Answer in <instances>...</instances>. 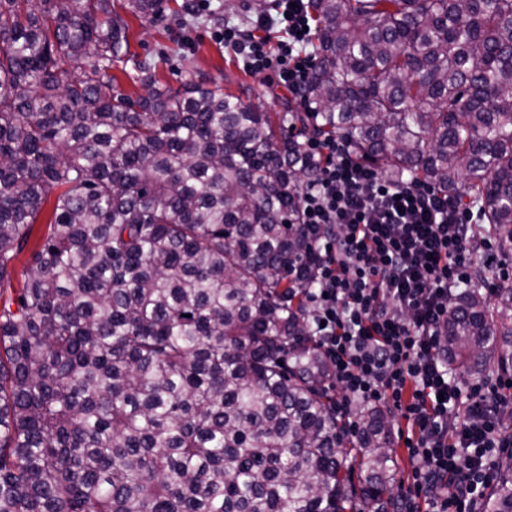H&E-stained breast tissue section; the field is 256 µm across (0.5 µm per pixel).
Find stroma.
I'll return each mask as SVG.
<instances>
[{"label": "stroma", "instance_id": "35a3bbf8", "mask_svg": "<svg viewBox=\"0 0 512 512\" xmlns=\"http://www.w3.org/2000/svg\"><path fill=\"white\" fill-rule=\"evenodd\" d=\"M233 2V7L220 14L210 9L192 15L184 8L186 0H164L162 15L151 25L127 16L131 50L153 60L158 78L172 86L204 78L236 95L250 89L259 95L264 111H282L289 94L271 73L246 69L241 57L211 37L215 23L228 21L247 27L256 20V13L247 9L248 0Z\"/></svg>", "mask_w": 512, "mask_h": 512}]
</instances>
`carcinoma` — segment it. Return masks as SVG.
Masks as SVG:
<instances>
[{"instance_id":"carcinoma-1","label":"carcinoma","mask_w":512,"mask_h":512,"mask_svg":"<svg viewBox=\"0 0 512 512\" xmlns=\"http://www.w3.org/2000/svg\"><path fill=\"white\" fill-rule=\"evenodd\" d=\"M308 8L313 133L468 199L511 254L512 0ZM127 30L112 0H0V512H388L391 421L347 438L306 329L316 163L288 113L161 83ZM444 332L458 381L511 372L512 286L457 289ZM484 512H512V454Z\"/></svg>"}]
</instances>
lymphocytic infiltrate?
<instances>
[{
    "label": "lymphocytic infiltrate",
    "instance_id": "f902f5d3",
    "mask_svg": "<svg viewBox=\"0 0 512 512\" xmlns=\"http://www.w3.org/2000/svg\"><path fill=\"white\" fill-rule=\"evenodd\" d=\"M277 16L250 30L225 23L213 38L245 66L271 71L300 93L312 58L308 0H274ZM288 43L269 48L273 26ZM318 166L301 193L313 275L306 281L308 325L327 354L344 398L347 435L355 403L384 406L407 427L411 482L397 512H483L501 454L512 452L502 424L512 376L460 388L448 372L444 323L455 290L480 275H512L473 207L414 181L392 182L359 162L344 138L306 140Z\"/></svg>",
    "mask_w": 512,
    "mask_h": 512
}]
</instances>
